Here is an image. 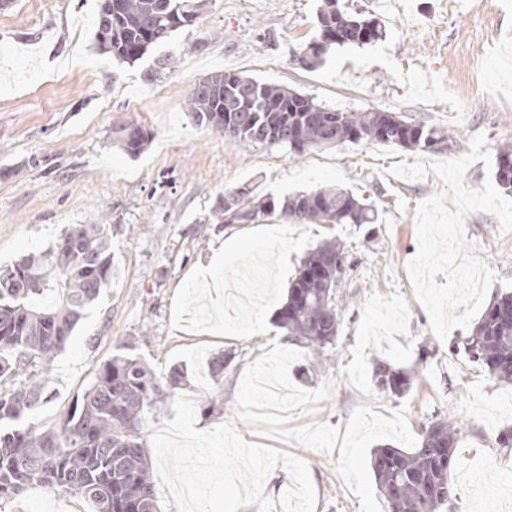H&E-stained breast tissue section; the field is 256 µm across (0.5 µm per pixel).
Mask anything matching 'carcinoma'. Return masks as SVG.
I'll use <instances>...</instances> for the list:
<instances>
[{
    "instance_id": "1",
    "label": "carcinoma",
    "mask_w": 512,
    "mask_h": 512,
    "mask_svg": "<svg viewBox=\"0 0 512 512\" xmlns=\"http://www.w3.org/2000/svg\"><path fill=\"white\" fill-rule=\"evenodd\" d=\"M206 0H112L99 8L95 45L119 64H135L179 29L194 22ZM385 36L377 18L323 0L318 33L297 60L314 65L334 46L359 47ZM187 106L198 125L217 128L230 142L279 146L303 153L345 142H380L432 152L447 141L443 130L403 120L394 112H341L283 86L236 73H216L199 82ZM122 150L135 156L150 143L139 126L117 131ZM495 178L512 191V146L500 148ZM279 213L316 224H373L371 207L352 193L320 188L281 199H257L239 187L224 196L212 217L218 224L251 223ZM345 246L325 242L298 267L277 326L320 351L340 326L336 262ZM116 275L112 241L103 224H71L38 254L0 266V502L38 485L74 492L93 512H162L142 430L157 405L185 382L177 366L160 377L141 358L117 350L101 365L53 429L38 431L21 421L48 402L47 372L88 308ZM466 350L486 376L512 382V293L484 311L466 339ZM375 389L401 398L410 377L379 361ZM460 426L435 422L406 450H372L370 469L386 512H438L454 496L451 470Z\"/></svg>"
}]
</instances>
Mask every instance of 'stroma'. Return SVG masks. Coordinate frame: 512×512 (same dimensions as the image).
<instances>
[{
  "instance_id": "1",
  "label": "stroma",
  "mask_w": 512,
  "mask_h": 512,
  "mask_svg": "<svg viewBox=\"0 0 512 512\" xmlns=\"http://www.w3.org/2000/svg\"><path fill=\"white\" fill-rule=\"evenodd\" d=\"M383 23L373 44L331 49L307 68L295 58L316 34L322 0H208L194 24L133 65H117L94 45L98 0H9L0 6V264L49 248L71 224H104L117 275L77 326L48 373L49 403L27 426L55 427L116 347L133 344L156 373L179 366L183 392L224 405L197 411L196 429L233 423L250 443L304 461L317 491L315 512H385L369 469L374 448L413 447L425 427L460 425L453 499L440 512H486L512 498V384L490 381L465 354L470 329L438 340L417 301L406 265L417 251L414 214L440 190L435 175L403 181L399 162L442 161L468 153L484 135L490 156L512 145V0H404L385 13L376 0H340ZM167 56L168 68L147 73ZM217 72L297 91L347 112L390 111L447 131L454 147L435 152L376 142L287 150L230 143L196 125L187 99ZM484 98L480 108L471 102ZM132 122L151 143L126 155L113 131ZM247 186L281 198L321 187L368 199L374 224H294L279 214L214 224L226 193ZM478 256L499 275L489 297L512 279V232L484 212L465 221ZM345 246L338 283L342 321L332 344L313 352L274 324L304 257L322 242ZM236 244L260 266L253 308L263 327L245 334L239 309L201 289L197 270L219 244ZM233 359L221 381L212 355ZM405 370L401 398L377 393V361ZM477 476L469 493L462 475ZM90 512L78 494L32 486L0 512Z\"/></svg>"
}]
</instances>
